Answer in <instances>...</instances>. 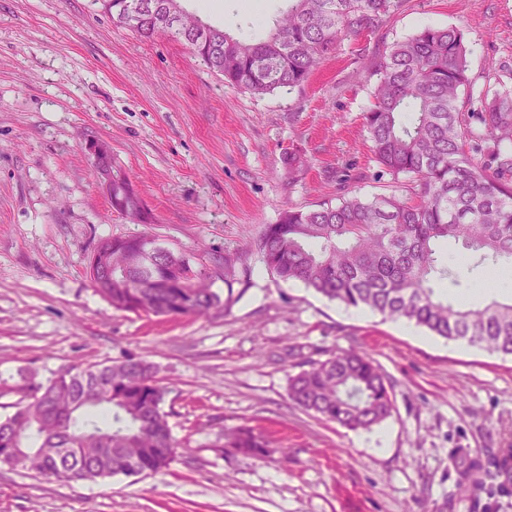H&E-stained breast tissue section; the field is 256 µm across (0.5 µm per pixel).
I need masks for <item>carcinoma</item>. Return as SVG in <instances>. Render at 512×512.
<instances>
[{"instance_id": "cac0c4a2", "label": "carcinoma", "mask_w": 512, "mask_h": 512, "mask_svg": "<svg viewBox=\"0 0 512 512\" xmlns=\"http://www.w3.org/2000/svg\"><path fill=\"white\" fill-rule=\"evenodd\" d=\"M157 6L137 35L158 32L195 47L197 41L165 21L171 0ZM399 0H288L264 40H242L204 25L203 63L224 83L267 94L303 84L340 42L381 27ZM373 103L364 126L382 168L413 177L419 201L357 196L316 209L293 207L267 224L239 256L206 258L155 248L144 235L102 242L112 246V287L95 289L113 308L162 316H207L225 307L227 291L251 273L255 251L266 271L300 282L346 307L406 320L436 336L512 355V302L466 307L448 300L434 279L457 281L439 262L436 246L453 239L477 262L512 261V89L481 94L459 107L468 87L467 50L456 26H426L370 63ZM39 395L9 404L0 420V467L60 482L117 475H151L167 468L178 442L163 410L167 388L156 366L128 356L111 365L68 367ZM299 408L350 430H369L394 409L393 388L367 354L347 350L309 362L288 378ZM239 452L264 459L268 442L248 427L228 437Z\"/></svg>"}]
</instances>
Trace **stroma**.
<instances>
[{
    "label": "stroma",
    "instance_id": "1",
    "mask_svg": "<svg viewBox=\"0 0 512 512\" xmlns=\"http://www.w3.org/2000/svg\"><path fill=\"white\" fill-rule=\"evenodd\" d=\"M236 37L269 34L283 0H186ZM426 25L459 27L469 93L512 86V0H401L375 32L342 42L307 82L257 95L228 86L166 35L140 39L90 0H0V387L45 382L75 364L133 355L156 364L180 446L148 476L64 483L0 468V512H512L496 470L512 448V356L453 342L406 321L331 302L268 273L225 311L170 317L120 311L86 274L100 240L152 234L202 254L244 249L282 209L343 198L411 197L412 177L383 173L363 125L365 69ZM100 139L137 186L152 221L112 209L85 150ZM296 156L299 166L286 159ZM457 267L449 299L512 300L484 267ZM369 354L395 409L349 430L295 407L290 375L336 349ZM264 435L260 460L223 445L239 427ZM483 468L462 484L467 460Z\"/></svg>",
    "mask_w": 512,
    "mask_h": 512
}]
</instances>
